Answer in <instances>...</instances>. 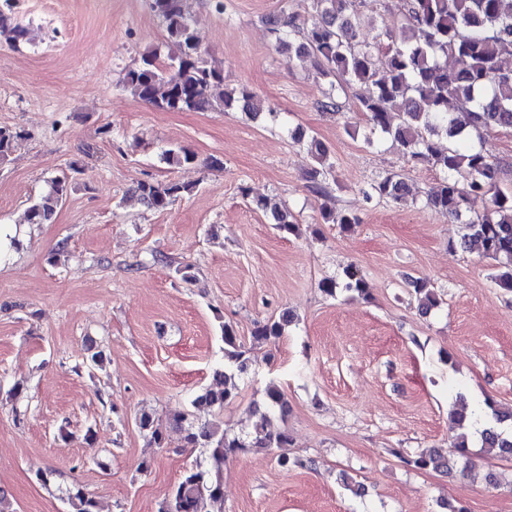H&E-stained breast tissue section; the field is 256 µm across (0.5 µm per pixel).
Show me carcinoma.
I'll list each match as a JSON object with an SVG mask.
<instances>
[{
  "label": "carcinoma",
  "mask_w": 512,
  "mask_h": 512,
  "mask_svg": "<svg viewBox=\"0 0 512 512\" xmlns=\"http://www.w3.org/2000/svg\"><path fill=\"white\" fill-rule=\"evenodd\" d=\"M316 18L307 26L281 10L269 19L270 34L278 48L296 58H314L317 77L330 84L331 94L322 103L327 112L338 105L334 91L355 93L359 110L365 114L371 135L380 132L391 137L409 160L431 165L444 173L439 185L427 197V203L441 214L463 224L459 246L479 257L494 261L496 285L512 291V194L498 185L499 165L481 148L464 145L473 133L492 129H512V70L502 66V59L512 57V0H400L399 17L407 37L389 45L385 51L357 42L352 19L354 0H312ZM153 10L166 24L169 40L177 54L162 64L153 51L142 53L139 63L124 78L131 95L158 110L167 112L260 113L256 94L248 87L224 88V74L210 67L200 52L199 41L191 22L184 14L182 0H152ZM28 28L0 10V36L14 47L28 42ZM453 60V66L445 64ZM305 143L313 162L311 178L326 176L333 168L328 148L314 135L295 132ZM20 132L0 127V164L7 161ZM162 160L170 166L192 164L196 155L186 149H168ZM73 189L67 176L50 181L48 191L33 203L26 219L30 224L53 222L58 209ZM193 191L190 184L163 181L141 182L135 192L148 208L166 210L178 197ZM407 185L398 173H389L371 184L366 197L398 201ZM488 199L484 213L465 218L467 204L473 198ZM273 224L282 233H291L295 223L290 214L276 208L270 213ZM421 312L439 305V298L427 281H409ZM328 296L342 288L365 296L364 279L354 271L339 282L326 279L320 284ZM291 321L285 313L254 331L258 342L276 341ZM224 365L214 371L215 385L195 397L198 410H223L238 396V380L248 368V358L237 343L229 325L222 326ZM266 406L287 412L281 391L271 386L266 392ZM484 427L480 431L481 447L512 457V409L505 411L486 400ZM472 419L465 403L453 407L449 421L462 430L455 442L461 457H466L469 435L463 432ZM266 415L254 432L242 437L231 435L224 425L199 421L190 412L171 417L169 425L181 434L184 448H203L206 465L184 473L163 501L159 512H200L209 499L224 497V461L248 449L277 448L278 464L288 469L298 464L285 448L291 443L285 432L273 433L265 427ZM141 430L150 434L158 447L167 439V429L142 414ZM406 463L419 470L447 467L438 452L420 453ZM70 512H96V501L76 485L68 492Z\"/></svg>",
  "instance_id": "cac0c4a2"
}]
</instances>
